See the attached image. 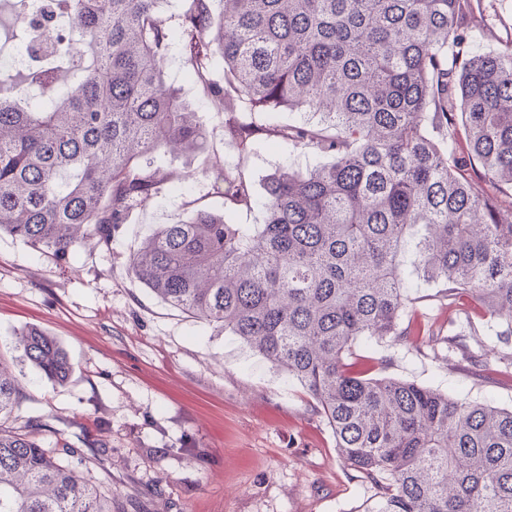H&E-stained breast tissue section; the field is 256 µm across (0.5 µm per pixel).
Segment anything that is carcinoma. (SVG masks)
I'll return each instance as SVG.
<instances>
[{
    "label": "carcinoma",
    "mask_w": 512,
    "mask_h": 512,
    "mask_svg": "<svg viewBox=\"0 0 512 512\" xmlns=\"http://www.w3.org/2000/svg\"><path fill=\"white\" fill-rule=\"evenodd\" d=\"M16 13L42 56L93 53L66 83L55 72L0 81V235L58 262L80 236L112 240L167 176L147 156L198 152L207 138L167 81L179 39L220 104L321 111L324 127L267 129L333 161L279 170L260 198L223 169L215 183L261 224L199 210L160 225L129 257L161 302L246 344L303 386L343 465L371 481L365 512H512V410L378 377L361 341L407 342L414 278L469 297L512 336V44L469 55L474 0H188L173 28L164 0H61ZM224 61L213 79L215 58ZM261 127L224 133L246 150ZM46 378L72 372L37 326L12 337ZM17 376L0 357V512H150L112 492V449L12 416Z\"/></svg>",
    "instance_id": "cac0c4a2"
}]
</instances>
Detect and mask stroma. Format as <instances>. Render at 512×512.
<instances>
[{"mask_svg": "<svg viewBox=\"0 0 512 512\" xmlns=\"http://www.w3.org/2000/svg\"><path fill=\"white\" fill-rule=\"evenodd\" d=\"M485 2L498 37L470 31L472 53L512 43V0ZM164 63L206 132L207 151L155 154L153 166L171 181L130 211L110 244L84 240L69 261L0 236V354L21 384L19 414L43 415L70 440L109 442L114 490H164L152 512H361L377 490L343 466L302 386L219 327L160 302L129 269L130 252L158 225L199 208L224 211L213 168L240 172L259 196L279 168L305 172L330 161L265 135L241 152L224 136L228 113L196 81L180 44ZM410 294L405 316L422 334L409 345L360 344L357 355L380 360L379 375L511 410L512 342L498 340L497 320L474 315L467 299L447 307L432 283L417 282ZM32 325L68 351L66 383L41 377L13 348V332ZM455 335L463 344L452 350Z\"/></svg>", "mask_w": 512, "mask_h": 512, "instance_id": "35a3bbf8", "label": "stroma"}]
</instances>
